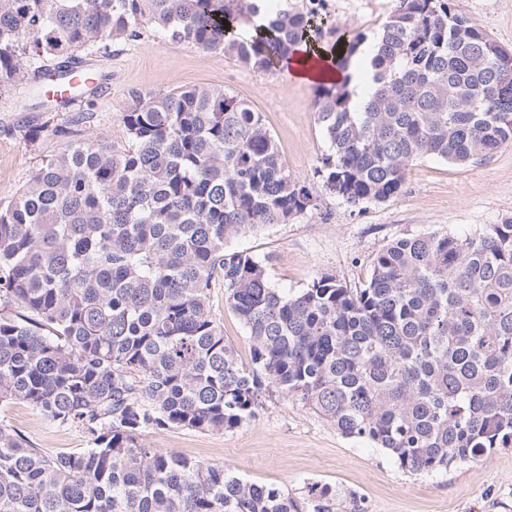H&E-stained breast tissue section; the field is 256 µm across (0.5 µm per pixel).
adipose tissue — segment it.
<instances>
[{
    "mask_svg": "<svg viewBox=\"0 0 512 512\" xmlns=\"http://www.w3.org/2000/svg\"><path fill=\"white\" fill-rule=\"evenodd\" d=\"M367 56L366 48H359V63L348 69L337 68L334 54L309 47L308 44L298 45L290 57L283 62V67L298 82L304 84H331L347 82L354 99L363 98L373 84L372 73L362 67L361 61Z\"/></svg>",
    "mask_w": 512,
    "mask_h": 512,
    "instance_id": "1",
    "label": "adipose tissue"
}]
</instances>
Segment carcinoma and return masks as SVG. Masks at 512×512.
<instances>
[{
  "label": "carcinoma",
  "mask_w": 512,
  "mask_h": 512,
  "mask_svg": "<svg viewBox=\"0 0 512 512\" xmlns=\"http://www.w3.org/2000/svg\"><path fill=\"white\" fill-rule=\"evenodd\" d=\"M145 23L262 70L312 28L267 0H0V96ZM362 43L338 45L337 66ZM372 50L358 108L343 84L318 93L324 191L384 201L422 158L464 165L512 145V56L451 0H396ZM121 122L122 145L72 138L0 201V403L89 441L49 456L1 425L0 512H332L328 486L293 496L139 441L235 430L272 388L409 472L512 443L511 218L465 237H398L362 288L324 275L288 293L228 248L315 206L261 113L193 85L132 94ZM65 133L48 117L24 137ZM216 276L248 332L249 367L211 312Z\"/></svg>",
  "instance_id": "carcinoma-1"
}]
</instances>
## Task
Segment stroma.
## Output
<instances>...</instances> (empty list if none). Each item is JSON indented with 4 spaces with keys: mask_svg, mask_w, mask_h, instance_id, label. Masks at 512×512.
Here are the masks:
<instances>
[{
    "mask_svg": "<svg viewBox=\"0 0 512 512\" xmlns=\"http://www.w3.org/2000/svg\"><path fill=\"white\" fill-rule=\"evenodd\" d=\"M310 16L330 48L340 36L373 37L395 0H286ZM500 45L512 49V0H453ZM85 63L109 73L112 88L83 94L52 117L78 138L121 144L120 114L134 91L166 93L191 85L221 86L260 112L289 172L310 185L328 152L317 120L319 87L302 84L280 68L255 69L236 58L188 43L162 42L146 25L137 40L113 43L107 53L82 51ZM52 98H40L34 84L0 96V200L16 195L42 159L61 152L65 141L43 136L36 142L24 129L41 123ZM512 218V146L486 160L456 165L425 158L412 165L403 191L383 202L357 206L321 195L318 207L285 224H273L231 241L267 264L271 284L284 291L307 288L323 275L360 288L372 260L401 236L429 232L469 236ZM212 312L226 344L243 363L251 343L239 318L224 303L222 284L210 291ZM0 424L25 435L44 454L76 453L88 440L76 427H59L20 401L0 405ZM147 446L223 465L226 472L298 495L312 482L336 490L333 512H512V446L494 448L442 474L400 469L384 451L343 436L294 396L270 392L250 423L231 432L171 428L144 432Z\"/></svg>",
    "mask_w": 512,
    "mask_h": 512,
    "instance_id": "obj_1",
    "label": "stroma"
}]
</instances>
